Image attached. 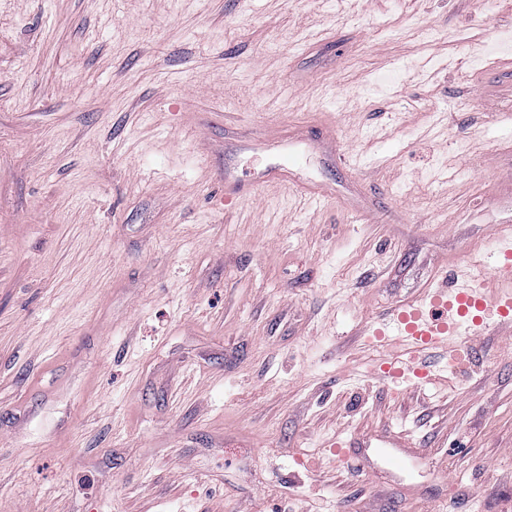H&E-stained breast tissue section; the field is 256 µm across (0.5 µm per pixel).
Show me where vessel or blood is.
Returning <instances> with one entry per match:
<instances>
[{"instance_id":"obj_1","label":"vessel or blood","mask_w":512,"mask_h":512,"mask_svg":"<svg viewBox=\"0 0 512 512\" xmlns=\"http://www.w3.org/2000/svg\"><path fill=\"white\" fill-rule=\"evenodd\" d=\"M505 262L488 273V287L469 284L475 263L464 254L443 275L438 285L408 302L390 307L379 316L375 335L403 343L405 358L385 366V373L400 377L426 375L424 351L440 348L449 362L469 366L475 340L487 327V316L512 324V251Z\"/></svg>"}]
</instances>
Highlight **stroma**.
Instances as JSON below:
<instances>
[{
    "label": "stroma",
    "instance_id": "1",
    "mask_svg": "<svg viewBox=\"0 0 512 512\" xmlns=\"http://www.w3.org/2000/svg\"><path fill=\"white\" fill-rule=\"evenodd\" d=\"M512 0H0V512H512V333L375 320L512 225ZM296 173L226 202L219 176ZM394 433L393 482L331 442Z\"/></svg>",
    "mask_w": 512,
    "mask_h": 512
}]
</instances>
